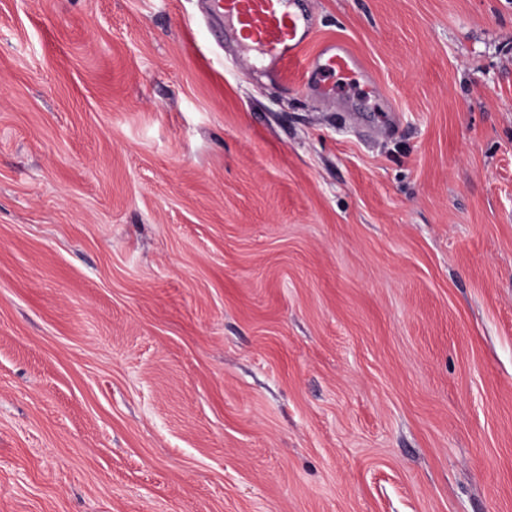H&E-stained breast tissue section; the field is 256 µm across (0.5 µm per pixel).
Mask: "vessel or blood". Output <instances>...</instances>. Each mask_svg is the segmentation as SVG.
Listing matches in <instances>:
<instances>
[{
    "label": "vessel or blood",
    "instance_id": "obj_1",
    "mask_svg": "<svg viewBox=\"0 0 512 512\" xmlns=\"http://www.w3.org/2000/svg\"><path fill=\"white\" fill-rule=\"evenodd\" d=\"M292 0H212L220 20L236 30L240 59L269 60L278 72L300 73L308 89L325 94V83L338 74L353 73L359 59L347 44L325 45L306 57L301 53L312 26L309 14L293 11Z\"/></svg>",
    "mask_w": 512,
    "mask_h": 512
}]
</instances>
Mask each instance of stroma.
Segmentation results:
<instances>
[{"mask_svg":"<svg viewBox=\"0 0 512 512\" xmlns=\"http://www.w3.org/2000/svg\"><path fill=\"white\" fill-rule=\"evenodd\" d=\"M0 0V512H512V0ZM298 0H213L224 26L236 30L242 46L238 57L254 67L255 58L268 59L281 74L300 73L307 88L325 95V81L354 73L361 64L345 43L325 45L313 56L301 54L312 26L310 15L291 10Z\"/></svg>","mask_w":512,"mask_h":512,"instance_id":"1","label":"stroma"}]
</instances>
